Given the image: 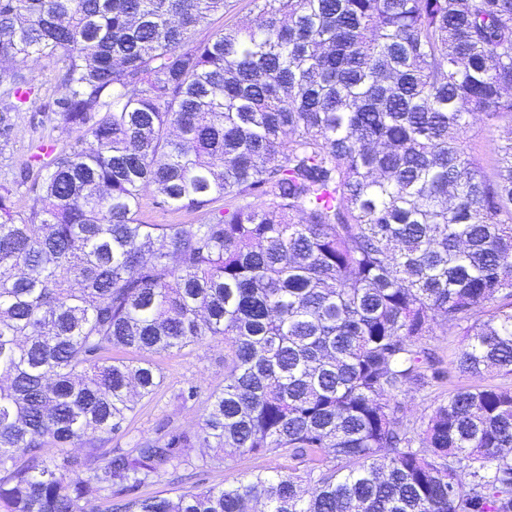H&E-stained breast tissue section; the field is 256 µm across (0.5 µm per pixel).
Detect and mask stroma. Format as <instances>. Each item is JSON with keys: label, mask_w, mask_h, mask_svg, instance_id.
I'll return each instance as SVG.
<instances>
[{"label": "stroma", "mask_w": 512, "mask_h": 512, "mask_svg": "<svg viewBox=\"0 0 512 512\" xmlns=\"http://www.w3.org/2000/svg\"><path fill=\"white\" fill-rule=\"evenodd\" d=\"M60 64L43 62L35 71L33 90L26 102L15 105L13 98L0 92V108L12 107V126L8 135L0 137V184L11 187L12 201L18 211H26L34 194L30 185L16 184L15 178L34 152L36 146L45 144L54 151L69 149L75 139L58 121L54 101L60 95L58 75ZM468 141L481 162H488L491 147L512 138V117H491L476 112L469 118ZM155 363L163 375L162 385L154 394L139 399L135 412L129 417L122 431L102 443V450L132 448L136 443L154 440L170 431L197 430L204 413V401L213 391L224 386V344L215 340L202 346H193L171 355L156 358ZM477 378L467 374H454L447 383L426 392H411L404 398L408 419L421 420L448 398L449 392L460 387L477 385ZM202 449L191 453L193 459L191 480L185 488L203 487L230 480L243 472L287 471L290 459L279 456L236 457L231 470L202 467Z\"/></svg>", "instance_id": "1"}]
</instances>
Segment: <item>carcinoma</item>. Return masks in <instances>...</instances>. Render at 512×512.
Instances as JSON below:
<instances>
[{
    "mask_svg": "<svg viewBox=\"0 0 512 512\" xmlns=\"http://www.w3.org/2000/svg\"><path fill=\"white\" fill-rule=\"evenodd\" d=\"M252 3L196 40L227 0H0V86L58 59L77 133L24 164L27 212L0 185V512H85L196 446L297 465L117 512H512V389L419 423L401 401L512 373V142L486 168L466 138L512 116V0ZM146 191L224 206L147 224ZM437 326L465 336L448 363ZM217 339L199 430L97 455L161 385L150 357ZM231 5V13H221L214 15L209 24L199 27L195 32L196 39L207 38L213 31L227 27V25L237 24L239 22H248L256 18L257 11L252 10L253 6L250 0H229Z\"/></svg>",
    "mask_w": 512,
    "mask_h": 512,
    "instance_id": "1",
    "label": "carcinoma"
}]
</instances>
